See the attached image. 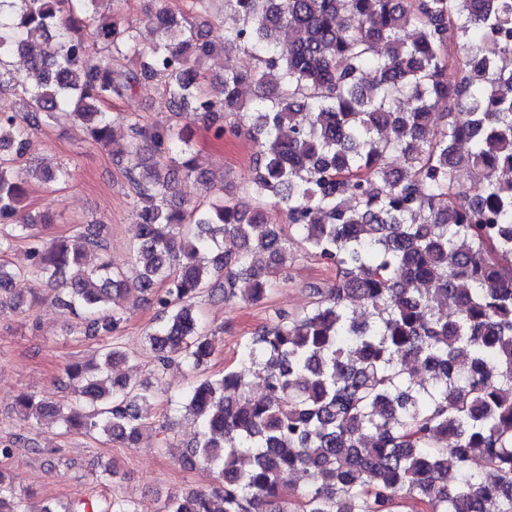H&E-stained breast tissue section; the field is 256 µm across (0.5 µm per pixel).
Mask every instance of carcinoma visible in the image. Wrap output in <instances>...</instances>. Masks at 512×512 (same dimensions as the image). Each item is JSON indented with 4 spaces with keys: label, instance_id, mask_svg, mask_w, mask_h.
I'll return each instance as SVG.
<instances>
[{
    "label": "carcinoma",
    "instance_id": "cac0c4a2",
    "mask_svg": "<svg viewBox=\"0 0 512 512\" xmlns=\"http://www.w3.org/2000/svg\"><path fill=\"white\" fill-rule=\"evenodd\" d=\"M103 2L0 0V93L23 103L21 116L0 107V254L31 242L26 273L64 294L77 329L110 337L124 318L118 299L150 296L165 314L147 334L159 369L207 363L199 298L262 300L287 269L285 228L336 272L331 287L313 289L309 310L281 313L246 340L239 369L186 388L199 431L183 458L212 470L216 486L171 494L161 512H401L408 502L409 512H512V178H502L512 171V0H224L228 26L212 17V0H192L190 20L152 0L148 46ZM214 26L224 28L218 43L206 34ZM238 46L255 68L228 60L223 81L207 83L206 60ZM145 80L160 82L165 107L187 121L113 113ZM244 85L257 88L249 101ZM57 112L126 158L138 217L132 273L112 262L102 224L48 244L33 233L45 215L26 210L30 180L73 177L31 155ZM438 115L433 138L425 124ZM198 123L217 139L255 142L244 180L255 208L222 193L204 207L172 204L179 181L197 173ZM392 152L402 167L385 163ZM267 202L287 227L263 222ZM226 237L235 251H224ZM26 273L0 260L1 309L23 307L12 285ZM434 296L453 300L456 318L437 313ZM352 304L368 309L363 320ZM101 356L94 370L66 369L83 411L22 394V421L51 418L135 446L154 385L111 376L127 359L120 347ZM410 362L424 365V379ZM251 373L264 383L259 399ZM476 456L483 470L473 474ZM291 471L309 484L285 489ZM0 512H30L1 475Z\"/></svg>",
    "mask_w": 512,
    "mask_h": 512
}]
</instances>
